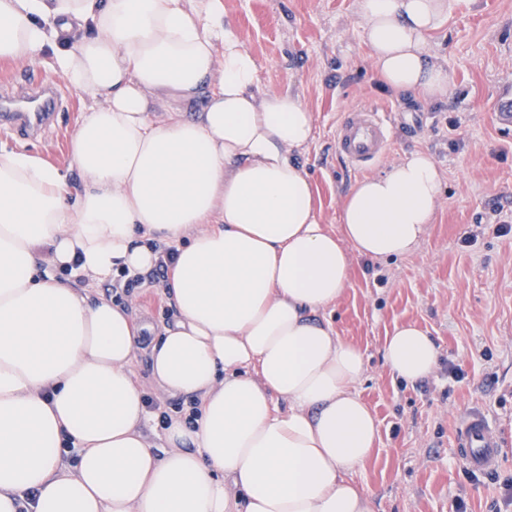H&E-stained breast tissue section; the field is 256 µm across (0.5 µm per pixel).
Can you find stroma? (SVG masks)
<instances>
[{
  "instance_id": "35a3bbf8",
  "label": "stroma",
  "mask_w": 512,
  "mask_h": 512,
  "mask_svg": "<svg viewBox=\"0 0 512 512\" xmlns=\"http://www.w3.org/2000/svg\"><path fill=\"white\" fill-rule=\"evenodd\" d=\"M224 12L260 64L264 89L291 88L316 120L315 140L300 156L317 188L320 216L340 228L343 199L361 173L336 151L343 112L371 106L393 118L385 157L371 175L416 151L438 163L444 190L430 232L412 254L372 261L353 257L351 282L320 318L365 356L357 390L375 412L380 441L354 480L377 512H512V0H448V21L429 38L434 58L452 76L446 100L401 101L379 89L356 14V0H224ZM26 79L60 84L54 125L37 140L0 131V151H27L71 169V136L89 102L50 60L0 61V90ZM91 295L131 302L138 322L160 326L169 304L162 286L134 298L79 277ZM426 330L441 353L438 370L409 384L382 354L394 325ZM480 408L505 448L497 471H469L456 450L461 416Z\"/></svg>"
}]
</instances>
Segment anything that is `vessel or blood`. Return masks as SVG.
I'll return each mask as SVG.
<instances>
[{"label": "vessel or blood", "instance_id": "1", "mask_svg": "<svg viewBox=\"0 0 512 512\" xmlns=\"http://www.w3.org/2000/svg\"><path fill=\"white\" fill-rule=\"evenodd\" d=\"M59 97L57 84L40 85L19 96L0 98V124L27 137L50 125ZM391 119L372 107L344 112L336 129V149L349 167L363 172L385 155ZM457 453L478 474L496 470L504 455L495 426L477 409L469 410L457 431Z\"/></svg>", "mask_w": 512, "mask_h": 512}]
</instances>
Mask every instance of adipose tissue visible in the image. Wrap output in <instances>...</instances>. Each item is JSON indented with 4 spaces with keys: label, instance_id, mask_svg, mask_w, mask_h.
I'll list each match as a JSON object with an SVG mask.
<instances>
[{
    "label": "adipose tissue",
    "instance_id": "1",
    "mask_svg": "<svg viewBox=\"0 0 512 512\" xmlns=\"http://www.w3.org/2000/svg\"><path fill=\"white\" fill-rule=\"evenodd\" d=\"M357 14L378 87L447 99L428 38L448 0H357ZM45 53L90 98L70 143L82 189L0 152V512L30 491V512H376L352 479L379 441L355 390L364 356L319 313L353 256L426 238L432 157L357 182L333 234L297 160L315 116L262 90L223 0H0V60ZM164 257L174 315L148 341L129 308L56 276H138ZM140 352L164 394L198 406L165 421L161 451ZM384 359L417 383L439 351L402 324Z\"/></svg>",
    "mask_w": 512,
    "mask_h": 512
}]
</instances>
